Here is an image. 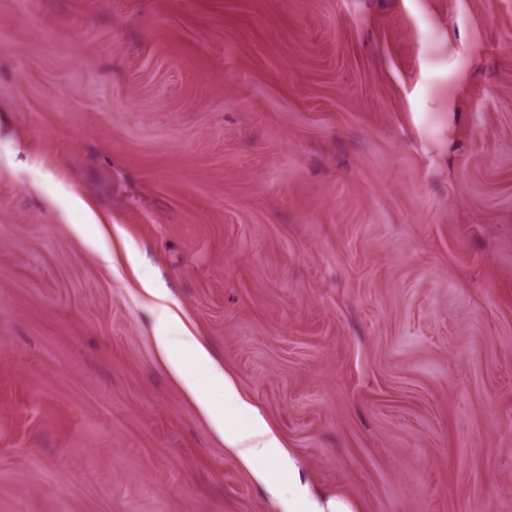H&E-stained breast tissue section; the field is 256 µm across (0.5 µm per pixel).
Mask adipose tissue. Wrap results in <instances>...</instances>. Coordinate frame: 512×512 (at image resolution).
<instances>
[{
	"instance_id": "obj_1",
	"label": "adipose tissue",
	"mask_w": 512,
	"mask_h": 512,
	"mask_svg": "<svg viewBox=\"0 0 512 512\" xmlns=\"http://www.w3.org/2000/svg\"><path fill=\"white\" fill-rule=\"evenodd\" d=\"M158 351L165 358L171 377L182 391L212 419L223 432L225 443L235 448L243 464L264 483H272L268 461L284 460L283 445L276 432L260 415H254L249 427H238L231 415H215L208 393L223 389L233 413L250 412L251 406L236 391L234 380L209 355L203 342L191 332L173 336L167 326H160L155 337Z\"/></svg>"
}]
</instances>
